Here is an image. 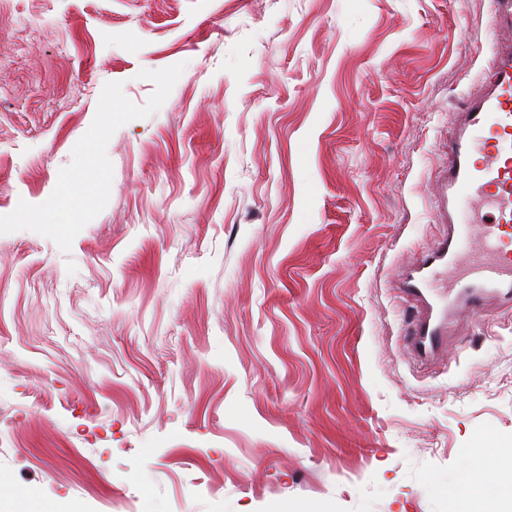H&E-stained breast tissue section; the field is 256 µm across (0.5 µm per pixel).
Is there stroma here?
Instances as JSON below:
<instances>
[{
  "instance_id": "1",
  "label": "stroma",
  "mask_w": 512,
  "mask_h": 512,
  "mask_svg": "<svg viewBox=\"0 0 512 512\" xmlns=\"http://www.w3.org/2000/svg\"><path fill=\"white\" fill-rule=\"evenodd\" d=\"M490 9L0 0V512H512V305L397 289Z\"/></svg>"
}]
</instances>
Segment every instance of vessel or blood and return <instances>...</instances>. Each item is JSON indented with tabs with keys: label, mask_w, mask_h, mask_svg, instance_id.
<instances>
[{
	"label": "vessel or blood",
	"mask_w": 512,
	"mask_h": 512,
	"mask_svg": "<svg viewBox=\"0 0 512 512\" xmlns=\"http://www.w3.org/2000/svg\"><path fill=\"white\" fill-rule=\"evenodd\" d=\"M488 72L454 114L437 178L436 217L447 233L400 274L417 315L403 338L419 358L448 345L451 318L512 303V0H490Z\"/></svg>",
	"instance_id": "b4317fda"
}]
</instances>
